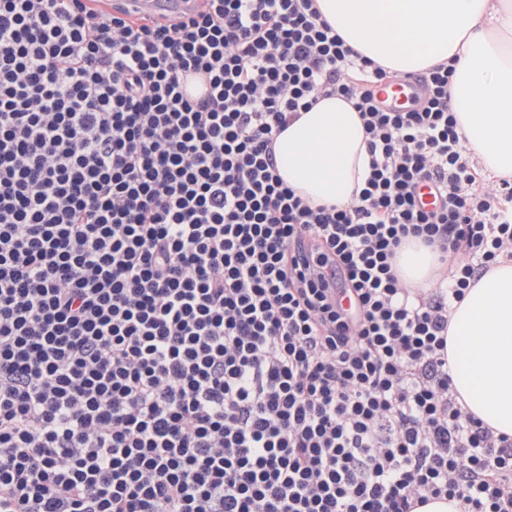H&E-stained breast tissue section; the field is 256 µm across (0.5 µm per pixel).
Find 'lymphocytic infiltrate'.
<instances>
[{
  "label": "lymphocytic infiltrate",
  "mask_w": 512,
  "mask_h": 512,
  "mask_svg": "<svg viewBox=\"0 0 512 512\" xmlns=\"http://www.w3.org/2000/svg\"><path fill=\"white\" fill-rule=\"evenodd\" d=\"M452 72L381 108L389 74L316 0H0V512H512V440L447 352L512 254V179L478 178ZM318 94L368 136L344 207L276 172ZM409 237L446 282L399 280ZM129 11L144 15L159 14L165 11L185 10L193 0H123Z\"/></svg>",
  "instance_id": "obj_1"
}]
</instances>
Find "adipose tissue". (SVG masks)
<instances>
[{"instance_id":"ef3b65f1","label":"adipose tissue","mask_w":512,"mask_h":512,"mask_svg":"<svg viewBox=\"0 0 512 512\" xmlns=\"http://www.w3.org/2000/svg\"><path fill=\"white\" fill-rule=\"evenodd\" d=\"M347 45L387 71L420 73L452 63L459 130L489 178L512 177V0H317ZM276 169L313 205H346L369 174L363 121L351 101L320 97L277 139ZM438 258L416 241L401 247L397 273L426 285ZM448 373L469 412L512 438V258L454 302Z\"/></svg>"}]
</instances>
